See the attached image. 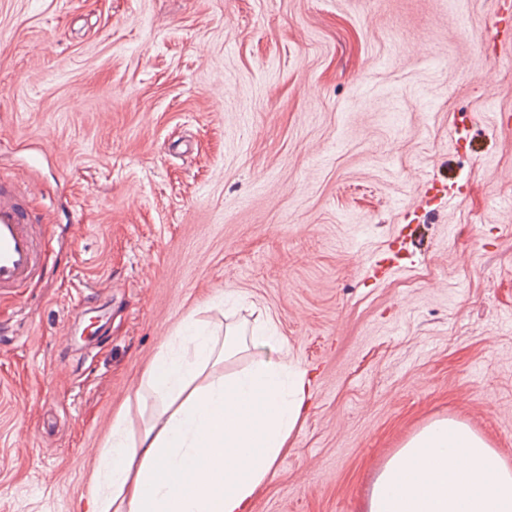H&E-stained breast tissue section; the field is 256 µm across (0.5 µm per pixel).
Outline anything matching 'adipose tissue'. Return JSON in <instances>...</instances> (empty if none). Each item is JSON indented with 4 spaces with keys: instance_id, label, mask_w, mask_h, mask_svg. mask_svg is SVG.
I'll return each instance as SVG.
<instances>
[{
    "instance_id": "obj_1",
    "label": "adipose tissue",
    "mask_w": 512,
    "mask_h": 512,
    "mask_svg": "<svg viewBox=\"0 0 512 512\" xmlns=\"http://www.w3.org/2000/svg\"><path fill=\"white\" fill-rule=\"evenodd\" d=\"M278 342L272 319L225 325L187 319L155 357L148 423L118 415L96 484L97 512H251L304 419L311 380ZM250 351L246 367L204 380L207 368ZM363 512H512V465L467 425L439 419L377 474Z\"/></svg>"
}]
</instances>
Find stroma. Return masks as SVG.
<instances>
[{
    "instance_id": "obj_1",
    "label": "stroma",
    "mask_w": 512,
    "mask_h": 512,
    "mask_svg": "<svg viewBox=\"0 0 512 512\" xmlns=\"http://www.w3.org/2000/svg\"><path fill=\"white\" fill-rule=\"evenodd\" d=\"M497 0H0V173L60 275L0 296V512H95L190 317L312 394L252 512H361L438 419L512 462V26ZM450 176L460 200L424 198ZM83 213L82 229L69 222ZM109 287L100 312L67 288ZM74 337L63 342L62 329Z\"/></svg>"
}]
</instances>
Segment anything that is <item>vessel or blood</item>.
Wrapping results in <instances>:
<instances>
[{"label":"vessel or blood","mask_w":512,"mask_h":512,"mask_svg":"<svg viewBox=\"0 0 512 512\" xmlns=\"http://www.w3.org/2000/svg\"><path fill=\"white\" fill-rule=\"evenodd\" d=\"M34 193L30 180L0 177V295L18 294L48 273Z\"/></svg>","instance_id":"b4317fda"}]
</instances>
